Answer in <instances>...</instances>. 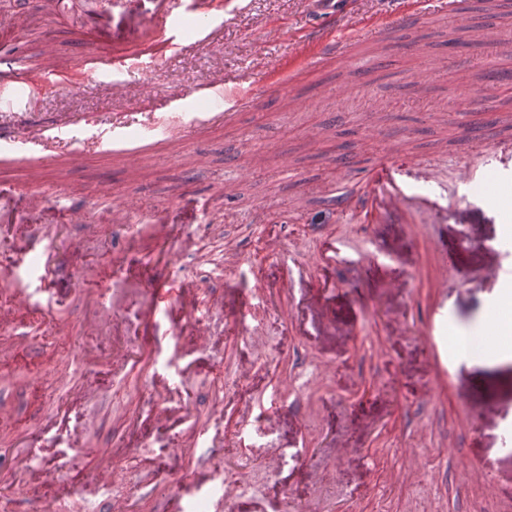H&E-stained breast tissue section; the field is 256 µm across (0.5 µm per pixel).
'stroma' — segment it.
Listing matches in <instances>:
<instances>
[{
  "label": "stroma",
  "mask_w": 512,
  "mask_h": 512,
  "mask_svg": "<svg viewBox=\"0 0 512 512\" xmlns=\"http://www.w3.org/2000/svg\"><path fill=\"white\" fill-rule=\"evenodd\" d=\"M83 0H0V14L18 24L16 48L36 54L42 34L53 33L57 63L77 64L83 47L73 33L84 18ZM473 15L451 21L428 12L423 23L397 26L377 39L359 41L351 57L331 61L294 80L290 92L263 90L266 69L295 56V32L311 17L308 0H240L225 7L216 41L176 54L150 84L127 75L128 90L112 95L113 74L102 70L80 87L50 92L39 117L46 124L68 121L73 150L48 164L0 160V184L22 193L60 194L39 221L47 243L73 270L63 298L52 301L36 289L27 271L0 268L6 280L49 303L52 322L34 323L21 308L8 334L11 349L0 350V472L11 474L23 455L26 435L62 401L81 393L85 401L75 434L93 448L118 446L125 420L151 401L150 367L132 376L111 373L113 356L138 344L131 331L142 294L119 282L112 255L121 247L112 236L111 211L126 210V222L143 246H151L156 217L177 215L191 241L176 252L178 275L206 285L201 306L213 346L193 365L158 358L179 373L191 416L212 417L223 404L225 474L241 484V512H492L463 480L466 459L477 436L488 430L478 419L487 397L471 398L472 381L489 395L512 396V354L483 362L453 359L454 377L442 404L429 406L433 385L429 353L412 324L431 294V244L448 249V305L458 333L483 328L485 284L482 254L472 241L491 236L489 224H436L416 217L407 224H358L338 214L334 159L354 150L368 169L383 142L405 136L413 161L451 178L453 159L467 151L463 123L485 121L462 102L486 91L491 71L512 72V14L502 0H473ZM495 29L503 46L484 42ZM456 47H448V40ZM251 79L260 100L231 125L215 126L183 139L153 143L132 162L120 152L81 153L92 136L83 115L102 117L139 109L142 88L160 99L191 95L210 82ZM232 181L231 195L221 193ZM109 187L100 198L101 187ZM86 211L80 223L62 220L64 207ZM329 225L352 261L336 268V293L319 299L314 267ZM304 244L302 253L281 258L267 242L281 231ZM233 250L242 272L237 280L251 291L256 280L273 279L282 265L302 268L292 292L261 303L246 318V335L234 338L233 322L213 303L224 279L216 245ZM287 394H279L282 380ZM287 399L294 412L266 419L272 402ZM254 409L241 427L238 411ZM473 415L469 429L459 422ZM177 429L154 433L146 450L116 455L124 474L109 493L91 496L89 512H109L126 499L132 512H156L154 466L184 475L193 461L177 452ZM346 456H339V449ZM418 469L400 483L394 473L409 458Z\"/></svg>",
  "instance_id": "stroma-1"
}]
</instances>
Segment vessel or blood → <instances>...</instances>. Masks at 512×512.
I'll return each mask as SVG.
<instances>
[{"mask_svg":"<svg viewBox=\"0 0 512 512\" xmlns=\"http://www.w3.org/2000/svg\"><path fill=\"white\" fill-rule=\"evenodd\" d=\"M97 2L102 13L133 23L136 36L132 40V49L103 57L98 51L97 32L90 28L79 29L76 36L87 50L80 65L67 71L44 72L29 67L22 55L13 49L11 18L0 15V112L37 111L42 88L80 84L87 75L105 66L118 75L111 84L113 94H124L125 73L151 74L162 67L170 54L183 50L188 39L204 42L215 39L218 33L208 0ZM425 14V0H401L399 12L381 17L365 27L352 22L343 26L335 18H328L321 28L302 35L298 59L288 61L286 69L268 71L265 89L279 92L290 86L291 80L284 77V70L312 68L328 57L346 56L352 39L364 32L376 33L399 24H414ZM202 97L207 109L198 113L192 123L185 122L183 100L179 97L164 101L158 112L116 114L108 121L94 114L87 115L86 124L99 127L100 134L97 139L86 141L83 150L97 153L112 148L125 152L136 161L141 157V150L130 144L132 129L154 131L165 139L182 138L191 130L231 120L237 113L253 109L257 103L254 89L241 84L232 87L224 83L212 85L203 90ZM477 136L479 146L456 163L453 184L449 187L442 185L433 170L408 160L402 152L400 138L391 139L376 164L358 176L356 188L337 190L336 208L341 213L354 214L374 207L384 224L406 223L409 213L414 210L428 212L442 223L494 224L493 238L477 243L486 258L482 268V279L488 289L485 314L494 318L512 300V138L495 135L489 125L479 129ZM68 145L65 128L61 125L49 127L23 121L0 127V157L16 163L33 158L53 160L59 153L67 151ZM452 187L459 190L453 203L448 200V190ZM25 206L23 195L11 187L0 186V232L9 230L19 237L9 259L10 268H32L35 278L42 283L54 277H68V270L59 266L50 249H43L40 257H33V247L44 241L45 230L34 223L18 225V215ZM113 231L128 241L122 255L112 262L115 276L150 298L149 305L138 317L142 352L113 357V372L130 373L140 363L142 355L152 354L168 345L179 348L184 354L208 348L210 332L205 321L196 315L201 287L167 273L174 251L188 247L180 225L166 219L155 221L152 226L155 245L149 250L142 249L138 240L130 237L128 225H114ZM237 270L234 264L224 267V310L228 313L252 306V295L233 286ZM452 329L448 301L440 299L427 310L419 330L420 336L432 344L435 387L429 397L434 401L442 397L447 364L452 355L441 338ZM152 393L150 405L128 423V446H142L153 428L184 420L188 426L181 433L179 453L197 463L188 477L164 475L162 512H188L191 503L200 499L207 501L211 512H225L228 503L236 499L239 487L234 478L220 475L223 433L208 423L188 422L183 387L167 371H154ZM78 413L74 402L62 403L43 427L30 434L28 447L33 448L38 457L53 458L58 475L48 479L47 490L32 500L1 493L0 512H69L70 504L83 495L84 483L79 478V467L72 457L54 456L49 439L50 433L70 431ZM483 419L493 432V445L499 456L512 459V409L486 405Z\"/></svg>","mask_w":512,"mask_h":512,"instance_id":"b4317fda","label":"vessel or blood"}]
</instances>
